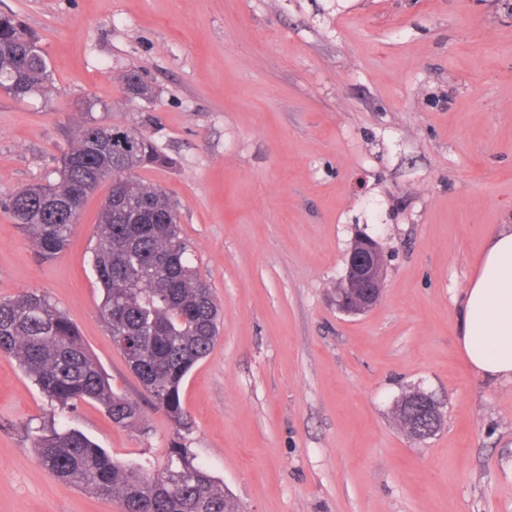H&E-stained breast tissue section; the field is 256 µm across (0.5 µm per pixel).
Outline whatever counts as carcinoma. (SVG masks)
<instances>
[{"instance_id": "carcinoma-1", "label": "carcinoma", "mask_w": 512, "mask_h": 512, "mask_svg": "<svg viewBox=\"0 0 512 512\" xmlns=\"http://www.w3.org/2000/svg\"><path fill=\"white\" fill-rule=\"evenodd\" d=\"M48 81L38 34L16 15L0 12V87L24 98ZM124 92L130 100L140 99L148 87L130 72ZM169 164L144 133L92 121L63 153L58 179L11 193L0 206L29 235L37 255L52 258L67 248L87 195L112 177L93 232L101 314L150 402L185 429L180 388L214 345L220 310L209 284L189 262L177 205L164 190L133 176ZM0 354L15 358L62 411L92 401L120 426L141 420L139 404L112 390L76 325L35 290L0 300ZM34 448L57 479L118 500L120 512H234L224 489L194 463L187 448L172 449L159 473L122 465L72 429L52 427L36 435Z\"/></svg>"}]
</instances>
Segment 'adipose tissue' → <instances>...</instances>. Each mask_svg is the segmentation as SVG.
I'll return each mask as SVG.
<instances>
[{
    "label": "adipose tissue",
    "mask_w": 512,
    "mask_h": 512,
    "mask_svg": "<svg viewBox=\"0 0 512 512\" xmlns=\"http://www.w3.org/2000/svg\"><path fill=\"white\" fill-rule=\"evenodd\" d=\"M460 346L480 375L512 382V225L488 238L464 291Z\"/></svg>",
    "instance_id": "obj_1"
}]
</instances>
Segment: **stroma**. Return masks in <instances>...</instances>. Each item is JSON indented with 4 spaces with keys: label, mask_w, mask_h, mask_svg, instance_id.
<instances>
[{
    "label": "stroma",
    "mask_w": 512,
    "mask_h": 512,
    "mask_svg": "<svg viewBox=\"0 0 512 512\" xmlns=\"http://www.w3.org/2000/svg\"><path fill=\"white\" fill-rule=\"evenodd\" d=\"M41 36L52 80L0 90V198L51 175L87 120L138 130L170 167L189 258L222 307L185 379L189 429L151 406L100 312L86 198L66 251L39 258L0 209V299L34 289L76 324L138 427L56 412L0 356V512H120L58 480L36 429L83 432L162 471L190 450L239 512H512V384L476 373L461 298L487 236L512 224V0H0ZM139 69L153 94L128 102ZM380 242L379 305L333 303L354 238ZM432 394L417 441L394 411ZM400 407H416L417 409L425 412V421H417L411 419V412L408 409H401L400 414L410 419L409 421L400 420V427L404 433L412 439L422 440L426 437L431 436L438 428L439 424L442 423V413L439 410L437 404H430L428 395L420 390H414L409 393H405L398 401ZM426 423V424H424Z\"/></svg>",
    "instance_id": "35a3bbf8"
}]
</instances>
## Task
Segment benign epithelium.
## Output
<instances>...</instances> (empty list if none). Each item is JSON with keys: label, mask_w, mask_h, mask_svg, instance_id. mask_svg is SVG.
Masks as SVG:
<instances>
[{"label": "benign epithelium", "mask_w": 512, "mask_h": 512, "mask_svg": "<svg viewBox=\"0 0 512 512\" xmlns=\"http://www.w3.org/2000/svg\"><path fill=\"white\" fill-rule=\"evenodd\" d=\"M385 259L379 243L370 236L356 238L345 259V274L336 284V309L348 316H359L376 307L385 289ZM401 407H415L426 414L425 421H400L404 433L412 439L431 436L442 423L438 406L430 404L428 395L420 390L404 394Z\"/></svg>", "instance_id": "benign-epithelium-1"}]
</instances>
